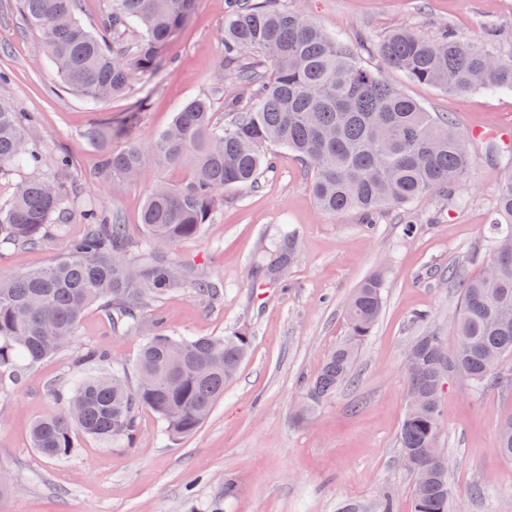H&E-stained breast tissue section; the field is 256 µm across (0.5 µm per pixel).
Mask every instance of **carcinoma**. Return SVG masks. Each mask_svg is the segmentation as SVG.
I'll return each instance as SVG.
<instances>
[{
    "mask_svg": "<svg viewBox=\"0 0 512 512\" xmlns=\"http://www.w3.org/2000/svg\"><path fill=\"white\" fill-rule=\"evenodd\" d=\"M80 0H20L27 24L38 31L62 86L99 103L125 92L134 79L159 67L163 51L192 11L195 0H106L95 29L78 18ZM353 46L325 32L300 9L274 0H228L224 49L215 78L234 77L257 101L251 110L235 105L225 123L216 121L211 99L198 96L175 113L153 144L170 164H187L194 178L178 186L150 187L139 223L146 239L129 237L117 218L85 213V232L66 242L50 264L0 276V384L17 380L22 366L51 357L76 339L86 309L97 306L114 333L143 327L140 312L156 299L190 284L213 300L224 284L196 274L176 261L173 248L199 235L223 202L226 188L258 185L269 166L268 146L296 153L311 169L319 208L329 214L357 210L372 215L409 205L435 191L455 190L474 166L468 136L449 116L419 103L361 64ZM270 62L262 76L251 52ZM372 52L388 68L414 83L464 95L479 89L512 91V55L501 52L494 35L465 41L445 28L436 37L413 27L386 33ZM127 113L114 127H93L91 140L129 132L138 123ZM35 116L0 101V174L38 169L41 148L30 140ZM102 170L117 180L140 181L143 150L137 145L107 153ZM64 181L45 175L24 180L0 207V249L29 248L61 224L69 205ZM482 272L468 277L452 265L448 284L459 290L460 306L449 323L454 345L448 361L475 391L499 381L485 357L512 358V170L501 182ZM383 307V277L376 273L355 289L347 303L348 336L304 386L298 415L310 418L351 379L359 346L371 335ZM416 367L407 371L406 411L398 432L400 453L414 458L412 512H450L454 498L448 457L439 448V407L444 382L438 357L443 331L429 328L415 337ZM251 347L244 331L192 339L171 335L163 317L153 320L135 363L127 373L82 374L72 385L64 412L34 421L33 448L60 461L75 449L74 436L137 439L136 415L154 413L172 439L201 426ZM499 454L512 461V416L498 427ZM341 512H395L394 493L371 507L346 503Z\"/></svg>",
    "mask_w": 512,
    "mask_h": 512,
    "instance_id": "1",
    "label": "carcinoma"
}]
</instances>
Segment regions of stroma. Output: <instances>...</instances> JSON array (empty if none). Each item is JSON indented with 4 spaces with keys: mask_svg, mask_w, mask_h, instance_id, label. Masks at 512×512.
Wrapping results in <instances>:
<instances>
[{
    "mask_svg": "<svg viewBox=\"0 0 512 512\" xmlns=\"http://www.w3.org/2000/svg\"><path fill=\"white\" fill-rule=\"evenodd\" d=\"M304 9L329 34L352 44L377 43L389 30L411 25L436 36L451 28L460 38L498 31L503 52L512 53V0H278ZM224 48V0H196L171 40L159 71L136 78L122 95L93 103L63 88L50 67L40 34L19 10L18 0H0V99L38 123L31 135L46 158L70 154L67 175L77 188L62 233L37 246L0 251V276L43 266L66 240L84 230L85 210L119 217L128 234L142 239L139 222L148 186L114 184L100 178L102 156L144 146L151 180L186 182L192 170L158 160L149 144L188 100L207 94L216 114L229 100L249 106L237 81L214 88L212 75ZM386 80L427 111L446 113L470 137L476 160L455 196L435 193L405 208L365 220L362 213H322L310 190L305 165L282 147H271V171L257 188L224 192V205L201 233L176 244L175 257L197 273L222 282L224 296L213 301L186 288L163 296L142 314L161 315L184 337L247 331L251 352L224 397L192 435L168 439L149 411L137 418L135 443L76 435L75 453L52 462L32 448L29 427L62 412L77 374L80 350L105 349L110 365L132 370L145 334H113L95 308L84 314L75 342L25 369L18 382L0 387V481L16 485L0 497V512H206L223 499L224 512H339L344 503L371 504L383 491L395 494L396 512H411L412 477L402 466L397 443L407 393L406 351L421 327L447 328L457 312L458 292L439 273L461 266L467 276L488 260L499 185L508 171L491 151L484 132L512 130V92L477 90L455 95L413 83L378 60ZM139 111L131 136L105 144L86 131ZM296 235V257L278 279L254 271L255 260L272 252L284 230ZM384 276V306L360 348L350 383L317 411L313 421L297 420L301 381L319 373L327 354L347 333L346 305L373 272ZM512 416V383L474 392L466 377L449 379L440 406L439 446L450 462L456 491L454 512H512V462L497 452L499 423ZM237 493L225 498L224 483ZM486 495L475 496L478 486Z\"/></svg>",
    "mask_w": 512,
    "mask_h": 512,
    "instance_id": "1",
    "label": "stroma"
}]
</instances>
